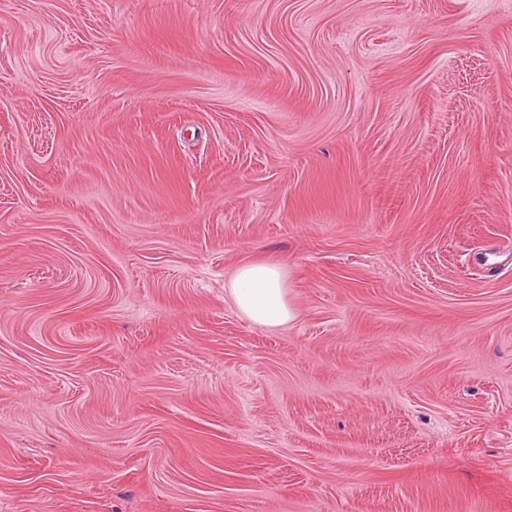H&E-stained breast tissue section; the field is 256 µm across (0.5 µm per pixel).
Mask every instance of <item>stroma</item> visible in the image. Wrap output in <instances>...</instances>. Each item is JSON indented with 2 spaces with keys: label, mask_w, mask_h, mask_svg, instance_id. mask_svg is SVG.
<instances>
[{
  "label": "stroma",
  "mask_w": 512,
  "mask_h": 512,
  "mask_svg": "<svg viewBox=\"0 0 512 512\" xmlns=\"http://www.w3.org/2000/svg\"><path fill=\"white\" fill-rule=\"evenodd\" d=\"M0 512H512V0H0ZM228 293L233 306L258 325L278 327L294 317L279 263L254 260L241 264L230 279Z\"/></svg>",
  "instance_id": "stroma-1"
}]
</instances>
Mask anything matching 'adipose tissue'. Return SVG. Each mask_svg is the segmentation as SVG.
Here are the masks:
<instances>
[{
  "label": "adipose tissue",
  "instance_id": "1",
  "mask_svg": "<svg viewBox=\"0 0 512 512\" xmlns=\"http://www.w3.org/2000/svg\"><path fill=\"white\" fill-rule=\"evenodd\" d=\"M228 293L233 306L258 325L278 327L294 317L281 264L263 260L241 264L230 279Z\"/></svg>",
  "mask_w": 512,
  "mask_h": 512
}]
</instances>
